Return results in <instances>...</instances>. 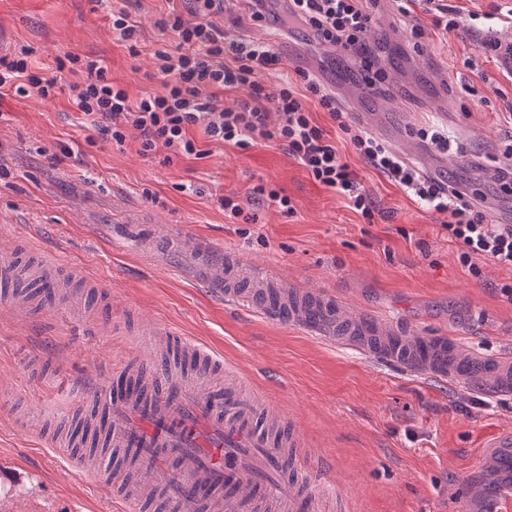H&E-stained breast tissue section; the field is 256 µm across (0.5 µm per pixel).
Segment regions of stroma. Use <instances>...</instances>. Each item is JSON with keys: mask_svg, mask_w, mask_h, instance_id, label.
I'll use <instances>...</instances> for the list:
<instances>
[{"mask_svg": "<svg viewBox=\"0 0 512 512\" xmlns=\"http://www.w3.org/2000/svg\"><path fill=\"white\" fill-rule=\"evenodd\" d=\"M459 26L437 29L417 0L402 14L378 0L372 60L384 71L376 95L363 97V68L347 74L326 45L299 32L243 21L233 30L276 45L283 63L263 74L271 87L316 75L349 124L377 112L409 157L418 129L448 138L449 181L482 192L491 217L512 224V193L498 171L512 147V66L475 33L473 17L497 18L492 35L512 40V0H446ZM180 0H0V55L31 48L32 68L56 78L54 96H0V252L28 261L52 256L59 274L82 268L99 287L67 292L39 310L0 302V512H115L108 488L75 474L60 449L73 419L85 414L91 385L113 371L160 365L154 327L180 331L188 346L227 366L205 382L224 394L237 375L254 397L298 435L300 452L320 467V491L342 494L345 512H488L512 494V474L486 448L512 433V399L474 384L405 373L336 339L335 324L312 332L255 303H228L206 283L210 264L236 259L301 289L332 295L357 316L403 322L415 336H449L491 358L512 347V300L500 287L512 270L491 262L473 276L457 259L442 215L369 169L329 116H313L360 174L374 203L367 221L314 181L287 150H247L202 142L204 158L144 156L89 126L69 100L79 75L58 67L69 55L100 57L131 101L163 89L152 53L165 39L159 21ZM123 9L139 26L138 50L112 33ZM425 35L413 39V19ZM266 184L295 211L252 200ZM237 197L251 222L225 213ZM197 238L209 261L176 238Z\"/></svg>", "mask_w": 512, "mask_h": 512, "instance_id": "stroma-1", "label": "stroma"}]
</instances>
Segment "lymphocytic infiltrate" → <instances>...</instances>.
Segmentation results:
<instances>
[{
    "label": "lymphocytic infiltrate",
    "mask_w": 512,
    "mask_h": 512,
    "mask_svg": "<svg viewBox=\"0 0 512 512\" xmlns=\"http://www.w3.org/2000/svg\"><path fill=\"white\" fill-rule=\"evenodd\" d=\"M185 12H173L161 28L169 41L155 50V68L165 77L163 92L131 102L127 91L112 83L102 60L84 58L81 81L69 87L71 101L90 125L123 144L138 132L142 154L164 148L174 156L202 158L204 152L191 135L200 128L211 141L246 149L258 142L284 146L320 184L343 196L350 208L373 218V202L356 173L343 161L326 130L315 120L307 102L315 100L332 119H341L335 97L309 72L299 82L271 88L261 81L282 58L274 45L229 34L210 17L225 9V0H185ZM364 0H289L281 19L284 29H312L322 42L341 52L363 56L371 23ZM29 51L0 56V92L14 90L46 97L55 80L29 66ZM245 90L235 107L221 103L220 93ZM361 161L428 209L442 214V227L457 247L459 261L479 274V261L490 260L512 269V225L495 224L487 217L485 198L473 190L451 189L424 177L382 141L362 130L350 133Z\"/></svg>",
    "instance_id": "obj_1"
}]
</instances>
